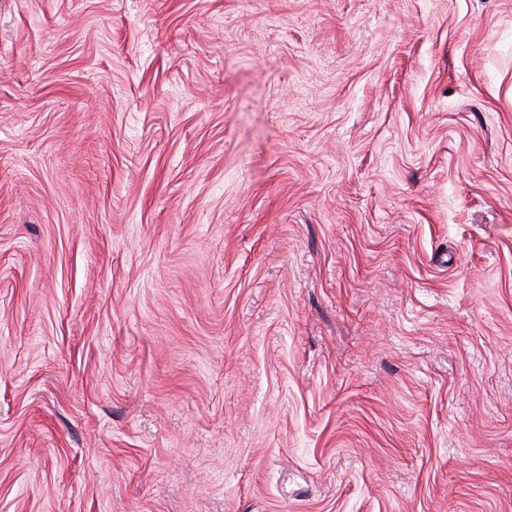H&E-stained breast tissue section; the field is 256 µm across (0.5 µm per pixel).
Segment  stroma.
<instances>
[{"instance_id": "1", "label": "stroma", "mask_w": 512, "mask_h": 512, "mask_svg": "<svg viewBox=\"0 0 512 512\" xmlns=\"http://www.w3.org/2000/svg\"><path fill=\"white\" fill-rule=\"evenodd\" d=\"M0 512H512V0H0Z\"/></svg>"}]
</instances>
